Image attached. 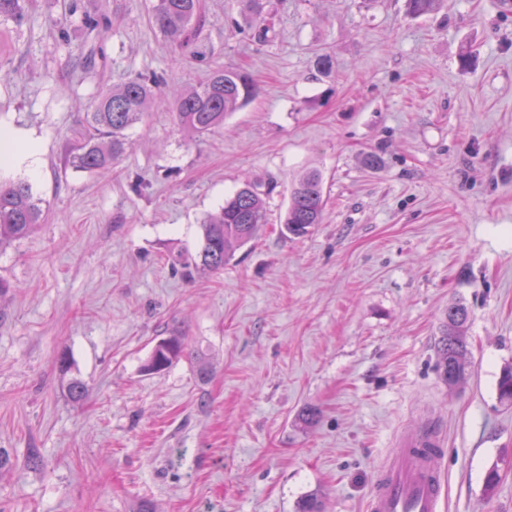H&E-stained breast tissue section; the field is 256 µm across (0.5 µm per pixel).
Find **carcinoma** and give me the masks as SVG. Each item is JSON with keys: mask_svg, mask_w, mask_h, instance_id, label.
Returning a JSON list of instances; mask_svg holds the SVG:
<instances>
[{"mask_svg": "<svg viewBox=\"0 0 512 512\" xmlns=\"http://www.w3.org/2000/svg\"><path fill=\"white\" fill-rule=\"evenodd\" d=\"M258 23V40L267 38L265 25L267 0H244ZM446 0H406V12L413 18L428 15ZM27 0H0V19L19 26L26 14ZM151 14L155 25L179 46L194 42L200 30V0H153ZM157 84L144 77L128 79L106 90L84 113L76 139L70 143L67 163L77 171L94 172L112 166L126 152V131L149 112L157 96ZM257 95L250 76L234 69H215L198 86L183 89L175 98L173 109L178 123L188 132L202 136L224 125V121ZM258 183H244L224 206L209 215L203 228V243L198 253L200 266L217 273L235 253L253 241L268 223L266 203ZM325 199L322 174L315 170L302 173L291 186L290 199L283 216V228L293 237L308 235L322 223ZM43 220L41 199L31 185L21 179L0 176V250L13 241L30 235ZM469 311L461 303L448 306L437 347L436 369L450 387L467 380ZM181 359L197 369L200 380L211 373L210 362L188 347L185 337L173 332L155 344L142 371L159 373ZM58 370L68 397L75 403L87 398L89 389L82 380L67 377V354L58 358ZM499 398L512 402V367L505 369L498 383Z\"/></svg>", "mask_w": 512, "mask_h": 512, "instance_id": "carcinoma-1", "label": "carcinoma"}]
</instances>
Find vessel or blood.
Segmentation results:
<instances>
[{"label":"vessel or blood","instance_id":"b4317fda","mask_svg":"<svg viewBox=\"0 0 512 512\" xmlns=\"http://www.w3.org/2000/svg\"><path fill=\"white\" fill-rule=\"evenodd\" d=\"M441 440L430 430L405 433L377 476L368 512H438Z\"/></svg>","mask_w":512,"mask_h":512}]
</instances>
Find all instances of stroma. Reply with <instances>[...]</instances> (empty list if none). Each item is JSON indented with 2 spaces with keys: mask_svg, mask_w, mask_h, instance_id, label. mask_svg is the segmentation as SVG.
<instances>
[{
  "mask_svg": "<svg viewBox=\"0 0 512 512\" xmlns=\"http://www.w3.org/2000/svg\"><path fill=\"white\" fill-rule=\"evenodd\" d=\"M151 5L31 0L0 24V127L45 212L0 251V512H297L310 494L366 512L401 436L429 426L441 512H512V0L419 18L405 0H273L263 42L242 0H201L193 58ZM219 67L258 88L222 127L193 136L166 101L112 167L66 166L102 90L154 75L172 92ZM309 169L325 219L294 238L280 218ZM246 180L266 194L259 237L220 272L185 268ZM458 301L470 376L451 390L436 348ZM173 332L208 380L184 359L142 373ZM58 370L62 377L63 387L73 402L80 403L87 398L89 389L86 383L75 377L66 379L70 371V362L66 353H62L58 358Z\"/></svg>",
  "mask_w": 512,
  "mask_h": 512,
  "instance_id": "35a3bbf8",
  "label": "stroma"
}]
</instances>
